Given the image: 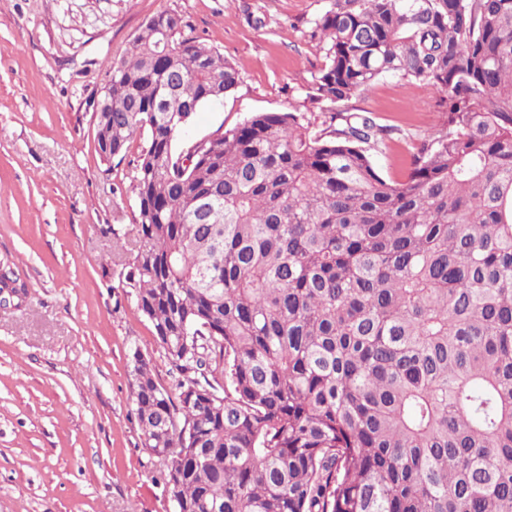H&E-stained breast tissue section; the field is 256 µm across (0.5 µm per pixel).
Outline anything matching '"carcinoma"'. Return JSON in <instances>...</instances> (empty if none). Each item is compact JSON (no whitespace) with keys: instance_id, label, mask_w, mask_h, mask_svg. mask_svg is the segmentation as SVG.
Segmentation results:
<instances>
[{"instance_id":"obj_1","label":"carcinoma","mask_w":512,"mask_h":512,"mask_svg":"<svg viewBox=\"0 0 512 512\" xmlns=\"http://www.w3.org/2000/svg\"><path fill=\"white\" fill-rule=\"evenodd\" d=\"M149 18L95 109L102 159L143 144L126 295L174 390L134 355L133 414L181 512H512V0H332L316 135L254 112L184 155L239 71ZM393 74L446 122L402 181L349 105Z\"/></svg>"}]
</instances>
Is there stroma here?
<instances>
[{
    "instance_id": "stroma-1",
    "label": "stroma",
    "mask_w": 512,
    "mask_h": 512,
    "mask_svg": "<svg viewBox=\"0 0 512 512\" xmlns=\"http://www.w3.org/2000/svg\"><path fill=\"white\" fill-rule=\"evenodd\" d=\"M330 0H0V272L25 295L0 298V512H172L162 461L131 413L133 354L164 387L177 374L127 299L103 225L131 230L134 161H103L95 103L112 61L150 17L180 15L185 36L239 71L233 94L197 112L177 151L255 112L337 107L305 88L324 61L310 38ZM433 88L381 78L352 99L386 132L372 157L403 179L445 114Z\"/></svg>"
}]
</instances>
